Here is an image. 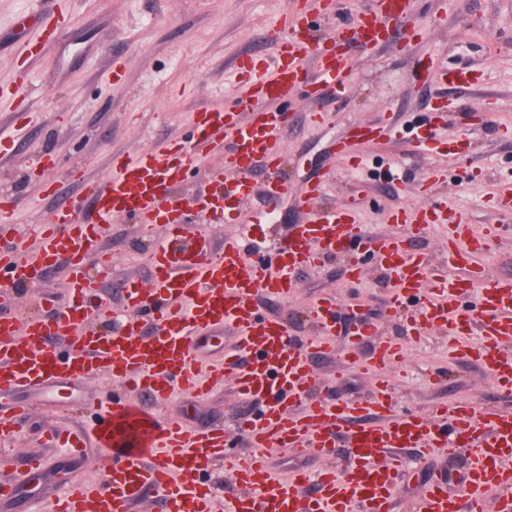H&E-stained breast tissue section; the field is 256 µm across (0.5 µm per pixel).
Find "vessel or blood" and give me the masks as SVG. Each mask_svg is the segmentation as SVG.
Instances as JSON below:
<instances>
[{"label": "vessel or blood", "mask_w": 512, "mask_h": 512, "mask_svg": "<svg viewBox=\"0 0 512 512\" xmlns=\"http://www.w3.org/2000/svg\"><path fill=\"white\" fill-rule=\"evenodd\" d=\"M408 5L409 0H379L377 8L362 10L356 24L364 33L363 47L380 48L389 24L408 19ZM285 28L271 61L237 60L248 113L226 107L194 116L198 147H213L221 138L228 142L226 177L202 195L188 201L173 193L197 158L184 142L116 155L107 179L83 175L77 180L92 204L94 221L83 222L57 206L40 225L38 246L30 255L18 243L14 200L0 198V294L30 288L54 267L65 269L69 288L67 305L44 294L36 311L0 317V436L11 437L28 418L29 394L54 395L78 373H106L125 386L111 406L95 411L90 429L45 431L46 445L64 449L77 461L84 458L89 439L104 450L97 462L102 481H68L54 512H133L149 491L159 497L162 512H395L398 480L408 458L422 460L438 449L453 460L465 448L473 449L474 456L462 490H451L444 475H433L422 488L416 512H512L511 410L460 399L433 417L398 411L394 384L385 371L405 360L401 344L380 341L366 361L357 342L337 349L332 296L313 305L318 332L302 340L291 339L284 321L261 315L256 304L263 292L288 296L299 268L336 254L347 257L349 278L362 280L364 263L352 246L365 245L391 280V309L406 315L412 331L447 335L456 358L479 362L497 389L511 395L512 355L503 347L512 343V278L484 275L473 266L499 226L478 228L449 218L440 208L402 210L395 221L407 225L408 236L373 235L347 208L316 207L325 186L321 178L306 184L304 213L289 234L253 259L247 258L239 237L225 239L223 254L215 255L211 237L189 231L184 221L189 206L209 223L226 209L255 203L262 209L253 214V223L270 220L288 192L277 176L286 161L282 143L289 125V113L279 101L301 83L315 100L344 92L349 58L341 36H314L308 18L297 12L286 16ZM310 61L316 67L312 73L306 69ZM429 78L460 91L480 89L469 70H434ZM393 128L387 120L354 123L336 140L334 152L343 156L352 145L386 139ZM258 171L264 181L255 180ZM120 216L143 226H163L165 233L152 246L148 278L123 283L118 311L94 303L88 270L93 263L110 268L99 242L105 225ZM444 222L450 225L442 246L450 267L446 273L436 271L429 257L410 245L429 225ZM474 291L479 302L471 306L466 299ZM224 327L235 331L237 344L224 350L209 380H200L198 338ZM473 333L482 341L472 348L464 338ZM336 355L346 365L365 366L374 381L366 400L347 403L319 395L312 362ZM175 378L193 395L228 380L240 400L261 403L258 416L239 423L246 451L226 453L223 428L191 432L181 417L153 411V404L168 401ZM273 446L312 450L326 458L342 447L349 465L341 474L330 467L316 473L298 470L278 484L266 455ZM216 463L232 473L238 487L221 504L202 479Z\"/></svg>", "instance_id": "obj_1"}]
</instances>
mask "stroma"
I'll use <instances>...</instances> for the list:
<instances>
[{
  "mask_svg": "<svg viewBox=\"0 0 512 512\" xmlns=\"http://www.w3.org/2000/svg\"><path fill=\"white\" fill-rule=\"evenodd\" d=\"M372 0H57L54 11H43L40 0H0V85L15 77L17 63L27 62V115L13 119V105L0 98V140L10 139L11 161L0 163V195L16 200L22 230L43 223L57 204L67 205L84 220L91 219V204L73 180L80 171L93 177L106 175L113 155L132 154L161 147L171 139L191 136L194 113L236 105L241 98L240 77L234 59L244 53L274 58L278 43L273 32L290 10L304 11L322 37L353 27L355 10ZM411 19L424 29L410 37L404 26L392 28L387 46L372 52L357 42L345 50L351 68L344 93L314 101L305 85L294 87L281 105L293 116L285 139L288 153L280 173L287 194L269 224L251 223L250 211L218 218L204 230L216 243L225 236H243L254 255L284 237L303 212L302 195L313 177L327 181L326 205L355 210L357 220L372 234L402 236V225L391 217L401 208L428 203L448 207L471 224L512 225V212L495 208L499 184L512 181V0H410ZM52 24L54 40L34 61L26 49L44 24ZM448 69H483L490 100H482L449 87L423 81L425 63ZM454 103V117L435 124L436 99ZM330 112L327 125L314 128L305 121L308 111ZM393 118L392 137L375 145H359L350 159L337 157L332 143L356 122ZM418 125L432 133L426 147L408 144L407 130ZM57 166L51 178L57 197L44 196L32 176L43 155ZM398 160L403 190H393L377 173L382 162ZM446 171L444 182L424 188L431 170ZM152 233L125 218L105 228L101 246L112 257L109 273L91 279L121 307V284L148 275L147 254ZM291 297L261 296V311L280 317L295 338L313 335L308 312L325 295L335 296L337 347H345L350 329L370 324L372 332L360 345L370 358L377 340L396 338L407 345V360L398 381L397 406L430 414L435 407L468 399L478 406L512 410V397L497 392L489 373L479 363L454 359L447 337L427 333L414 339L405 323L389 308V290L377 266H369L364 280L349 283L342 257L325 259L316 269L296 273ZM339 359L317 360L322 396L345 402L368 398L373 382L365 368L351 369L337 379ZM78 400L33 398L34 411L8 451L0 454V478L15 481L17 502L0 512H46L65 483L76 476L98 479L91 465L62 464V451L44 448L46 427L87 426L104 397L121 390V383L98 375H85L70 383ZM170 413H185L192 429L224 426L232 449H242L245 437L240 419L255 415L257 404L238 401L231 386L193 399L175 391ZM41 451L58 467L33 475L25 466L29 453ZM273 473L288 476L295 470L310 473L326 466L344 472L345 452L327 460L315 452L289 448L268 452ZM466 458L448 462L437 454L412 460L398 488V507L418 499L428 474L437 469L451 473L449 487L459 490Z\"/></svg>",
  "mask_w": 512,
  "mask_h": 512,
  "instance_id": "1",
  "label": "stroma"
}]
</instances>
